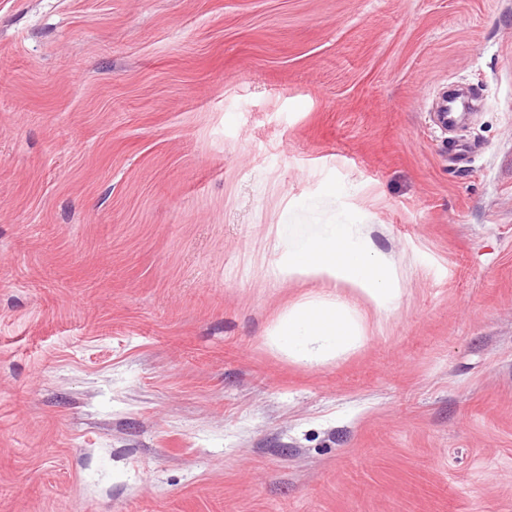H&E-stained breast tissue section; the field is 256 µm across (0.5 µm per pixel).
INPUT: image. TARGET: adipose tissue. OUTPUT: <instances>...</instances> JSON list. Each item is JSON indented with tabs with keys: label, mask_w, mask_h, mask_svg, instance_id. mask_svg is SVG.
<instances>
[{
	"label": "adipose tissue",
	"mask_w": 512,
	"mask_h": 512,
	"mask_svg": "<svg viewBox=\"0 0 512 512\" xmlns=\"http://www.w3.org/2000/svg\"><path fill=\"white\" fill-rule=\"evenodd\" d=\"M268 275L274 281L320 280L355 288L378 311L398 306L400 285L392 260L378 251L366 225L339 222L313 233H295L289 216L272 244ZM357 333L348 302L337 294L296 302L275 326L277 345L314 364L345 352Z\"/></svg>",
	"instance_id": "ef3b65f1"
}]
</instances>
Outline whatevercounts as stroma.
Segmentation results:
<instances>
[{"label": "stroma", "instance_id": "stroma-1", "mask_svg": "<svg viewBox=\"0 0 512 512\" xmlns=\"http://www.w3.org/2000/svg\"><path fill=\"white\" fill-rule=\"evenodd\" d=\"M285 211L401 275L336 359ZM0 512H512V0H0ZM357 323L336 293L296 302L275 326V341L288 356L309 364L336 358L352 345Z\"/></svg>", "mask_w": 512, "mask_h": 512}]
</instances>
